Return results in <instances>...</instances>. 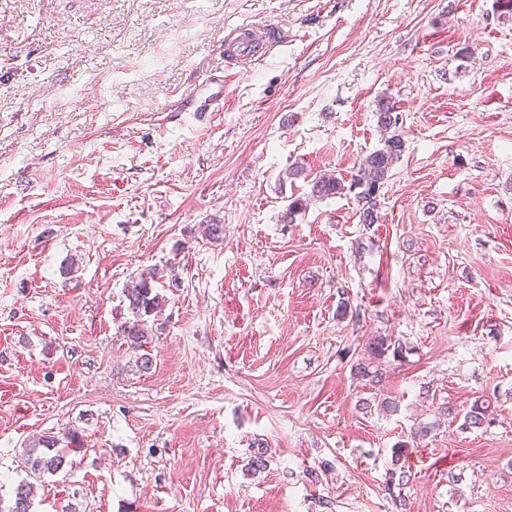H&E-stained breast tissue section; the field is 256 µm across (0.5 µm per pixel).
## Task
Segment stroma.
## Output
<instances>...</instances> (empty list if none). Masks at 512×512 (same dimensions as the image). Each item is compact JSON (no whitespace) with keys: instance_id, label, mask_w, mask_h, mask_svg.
<instances>
[{"instance_id":"obj_1","label":"stroma","mask_w":512,"mask_h":512,"mask_svg":"<svg viewBox=\"0 0 512 512\" xmlns=\"http://www.w3.org/2000/svg\"><path fill=\"white\" fill-rule=\"evenodd\" d=\"M250 25L274 46L226 70ZM222 78L223 110L192 111ZM382 97L406 150L379 221L347 195L281 223L306 191L286 168L349 176ZM166 264L143 374L124 288ZM375 336L406 351L372 384ZM480 397L492 424L463 428ZM70 431L63 469L31 477L25 447ZM26 479L31 512H512V16L0 0V500Z\"/></svg>"}]
</instances>
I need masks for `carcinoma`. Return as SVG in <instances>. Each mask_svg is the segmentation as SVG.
Returning <instances> with one entry per match:
<instances>
[{"instance_id": "obj_1", "label": "carcinoma", "mask_w": 512, "mask_h": 512, "mask_svg": "<svg viewBox=\"0 0 512 512\" xmlns=\"http://www.w3.org/2000/svg\"><path fill=\"white\" fill-rule=\"evenodd\" d=\"M394 104L382 99L377 104L376 116L378 125L389 136L383 140V145L371 152L352 172L350 178L343 179L333 175L316 174L314 176L304 169L291 167L286 170V177L292 180L301 179L309 187L304 197L291 199L281 216L285 224H292L296 216L306 209L311 200L325 199L337 195L352 194L360 206L359 213L362 223L370 226L378 222L380 191L383 188L393 165L402 157L406 149L403 135L395 129L399 118L394 115ZM161 280L157 268H148L131 277L125 287V297L132 318L121 326V333L131 348L139 349L145 341V322L157 312L164 302L156 291L155 283ZM406 347L397 339L378 336L369 344V355L376 360L389 356L400 358ZM490 402L487 399H477L464 415L465 428H480L490 424ZM81 442L78 434L67 433L61 439L55 435H45L26 446L25 467L39 477L44 474L60 472L66 463V449L79 448ZM34 486L22 481L13 490L7 512H30L33 504Z\"/></svg>"}]
</instances>
